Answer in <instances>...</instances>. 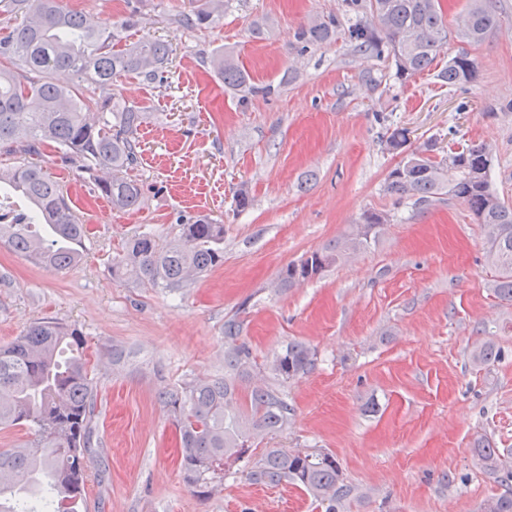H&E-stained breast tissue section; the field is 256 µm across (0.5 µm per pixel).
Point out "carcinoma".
<instances>
[{
    "mask_svg": "<svg viewBox=\"0 0 512 512\" xmlns=\"http://www.w3.org/2000/svg\"><path fill=\"white\" fill-rule=\"evenodd\" d=\"M192 10L178 22L190 28L216 25L224 0H191ZM371 22L349 29L354 49L377 56L387 53L405 81L429 70L448 44V26L439 0H369ZM467 22L457 37L480 44L496 25L486 0H470ZM133 9L119 22L86 25L83 15L62 0H0V147L36 154L46 141L56 143L80 170L92 178L112 209H138L143 184L129 176L138 157L137 133L143 107L120 103L116 79L129 74L154 81L168 60V46L142 38L123 43L124 34L140 25ZM335 16L313 18L294 33L298 51L336 38ZM213 68L224 87L242 100L272 93L257 84L229 51L213 56ZM66 71L67 87L51 75ZM476 64L468 53L448 59L440 77L450 86L475 79ZM487 147L466 143L437 161L427 151L401 160L389 173L384 190L393 198L418 206L449 196L467 206L487 229L486 259L495 268V294L512 301V204L491 189ZM98 169L110 175L99 178ZM0 196H22L29 208L13 224L0 223V243L16 254L63 270L82 260L88 227L71 212L58 183L35 162L0 170ZM388 221L382 212L363 215L341 238L283 267L276 286L287 290L323 275L350 255L366 249ZM224 262V225L207 216L180 223L178 239L159 243L150 234L127 241L112 260V276L131 275L147 288L175 291L205 276ZM242 321H224V376L200 379L158 392V400L174 419L181 448L180 470L193 494L208 498L230 470L215 464L238 453L261 433L288 427L290 408L272 386L251 379L259 366L251 349L239 341ZM316 353L306 343L288 342L266 368L283 381L315 367ZM97 387L88 346L78 328L56 321L31 325L0 347V429L22 427L30 439L0 452V512H77L88 478L92 420ZM472 452L484 468L512 484V449H499L487 437L474 441ZM30 481L14 487L15 474ZM248 480L275 486L289 482L312 498L324 512H341L353 488L344 482L336 458L328 452L296 453L269 448L247 472ZM484 512H512V490L484 502Z\"/></svg>",
    "mask_w": 512,
    "mask_h": 512,
    "instance_id": "obj_1",
    "label": "carcinoma"
}]
</instances>
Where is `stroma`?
<instances>
[{
  "label": "stroma",
  "instance_id": "35a3bbf8",
  "mask_svg": "<svg viewBox=\"0 0 512 512\" xmlns=\"http://www.w3.org/2000/svg\"><path fill=\"white\" fill-rule=\"evenodd\" d=\"M93 23L130 7L145 17L133 38L171 48L161 79L118 80L144 107L136 211L113 210L52 144L36 157L89 229L84 260L55 271L0 245V346L33 323L79 328L95 365L97 403L90 470L79 512H323L290 484L254 485L244 463L224 487L194 496L182 480L176 429L160 389L224 373V321L241 315L258 363L288 341L316 352L313 370L280 383L288 428L260 434L265 449L325 450L354 494L346 512H481L503 491L472 453L492 438L512 448V301L495 296L486 233L472 212L445 199L426 208L384 191L403 153L433 146L437 157L470 141L487 146L489 179L512 202V0H489L497 23L483 43L449 39L435 70L401 81L391 57L355 52L348 28L368 21L346 0H224L219 24L189 29L174 17L189 0H63ZM337 16L334 42L298 52L295 30ZM266 24L262 37L251 34ZM232 51L269 97L241 103L210 68ZM467 50L473 82L437 76ZM406 130L403 151L387 139ZM247 190L253 204L238 210ZM391 216L375 243L320 278L283 291L279 270L340 237L365 211ZM224 225V263L187 288L164 292L112 277L128 238L177 237L182 215ZM499 360L477 365L484 343ZM125 362L113 365L112 350Z\"/></svg>",
  "mask_w": 512,
  "mask_h": 512
}]
</instances>
